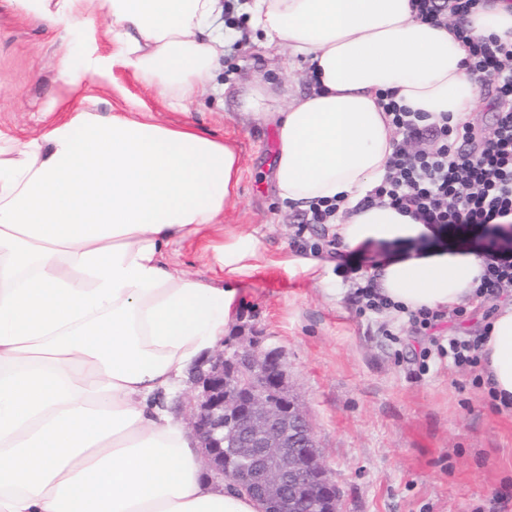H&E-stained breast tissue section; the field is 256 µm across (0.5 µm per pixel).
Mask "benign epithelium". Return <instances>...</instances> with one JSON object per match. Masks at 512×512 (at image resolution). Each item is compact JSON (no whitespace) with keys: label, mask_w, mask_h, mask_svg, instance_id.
<instances>
[{"label":"benign epithelium","mask_w":512,"mask_h":512,"mask_svg":"<svg viewBox=\"0 0 512 512\" xmlns=\"http://www.w3.org/2000/svg\"><path fill=\"white\" fill-rule=\"evenodd\" d=\"M261 375L267 385H285L281 354L259 337L236 347L232 359L220 350L191 372L196 394L186 425L202 448L206 469L218 479L268 504L264 512H318L336 502V486L318 451L306 413L294 400L280 405L261 395L228 394V379ZM232 422L231 438L224 421Z\"/></svg>","instance_id":"obj_1"}]
</instances>
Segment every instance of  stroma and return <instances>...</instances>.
<instances>
[{
  "label": "stroma",
  "instance_id": "35a3bbf8",
  "mask_svg": "<svg viewBox=\"0 0 512 512\" xmlns=\"http://www.w3.org/2000/svg\"><path fill=\"white\" fill-rule=\"evenodd\" d=\"M240 35L226 47L215 72L225 92L172 110L132 70L114 69L113 81L89 79L79 94L56 103L71 66L81 62L89 39L100 52L105 22L94 18L46 27L38 18L0 0V134L17 140L40 136L67 121L82 97L97 99L100 114L144 104L147 119L232 144L241 163L237 189L220 224L172 244L165 261L194 278L223 284L214 249L231 234L258 242L260 268L240 280L243 306L224 335L240 343L262 337L288 365V389L305 406L320 453L339 491V512H512V411L495 408L487 384L437 358L422 359L429 338L405 332L392 344L382 316L361 311L354 281L340 277L336 256L311 252L323 227L304 224V208L282 203L273 191L279 138L274 124L242 113L237 95L247 80L271 75L292 97L311 92L308 62L287 50L267 48L243 18L218 14L215 31ZM316 256L327 262L318 284L282 261ZM500 294L488 293L446 310L435 336L482 335Z\"/></svg>",
  "mask_w": 512,
  "mask_h": 512
}]
</instances>
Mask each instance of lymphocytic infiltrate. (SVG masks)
Here are the masks:
<instances>
[{"instance_id": "f902f5d3", "label": "lymphocytic infiltrate", "mask_w": 512, "mask_h": 512, "mask_svg": "<svg viewBox=\"0 0 512 512\" xmlns=\"http://www.w3.org/2000/svg\"><path fill=\"white\" fill-rule=\"evenodd\" d=\"M482 0H413L420 20L451 17L468 49L467 70L492 91L493 125L424 124L423 113L386 93V111L399 135L388 174L366 199L387 203L437 229L439 236L483 233L485 272L478 292L512 289V42L474 35L463 25Z\"/></svg>"}]
</instances>
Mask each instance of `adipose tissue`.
<instances>
[{
    "label": "adipose tissue",
    "mask_w": 512,
    "mask_h": 512,
    "mask_svg": "<svg viewBox=\"0 0 512 512\" xmlns=\"http://www.w3.org/2000/svg\"><path fill=\"white\" fill-rule=\"evenodd\" d=\"M14 2L49 26L106 21L111 53L86 49L67 93L121 66L174 110L212 89L236 34H210L219 0ZM241 10L268 44L311 67L307 96L282 102L257 77L238 98L278 129L276 196L337 201L341 250L400 246L375 267L393 303L474 299L478 253L436 245L433 227L394 207L363 204L395 146L382 92L432 122L474 112L454 25L418 20L412 0H246ZM467 26L512 41V6L487 0ZM240 173L232 145L86 106L42 136L0 137V512H263L204 473L196 437L157 402L235 322L236 281L258 269L249 236L216 251L221 287L165 262L171 243L217 223ZM481 354L490 389L512 396V301L500 302Z\"/></svg>",
    "instance_id": "ef3b65f1"
}]
</instances>
